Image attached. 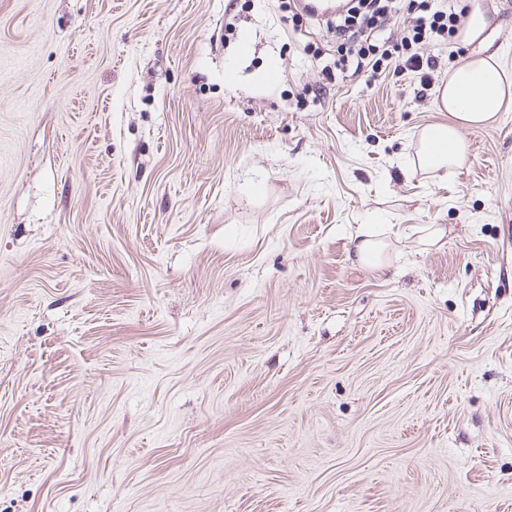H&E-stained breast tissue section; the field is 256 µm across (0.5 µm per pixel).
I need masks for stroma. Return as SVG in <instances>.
Listing matches in <instances>:
<instances>
[{
    "label": "stroma",
    "instance_id": "stroma-1",
    "mask_svg": "<svg viewBox=\"0 0 512 512\" xmlns=\"http://www.w3.org/2000/svg\"><path fill=\"white\" fill-rule=\"evenodd\" d=\"M302 2L0 0V512H512V111ZM371 2L368 13L362 18L359 25H337L334 29L326 22V29L328 32L332 31L336 34V40H344L359 46L357 50V59L355 69L352 76H359L361 73L366 72L365 67L370 65L373 58L369 60L367 64H364V60L369 59V55L373 52L375 45L371 43L373 33L377 24L382 25L392 21L394 15H386L387 5H373ZM371 11V12H370ZM472 8L463 29L458 33L464 45L477 44L476 55L489 52L495 44L500 24L497 11L492 14L479 2ZM498 54L496 47L487 57L466 60L444 82L440 90L442 108L448 112V123L430 126L421 137L417 162L420 168L446 169L462 164L467 144L461 130L482 127L494 120L498 112H508L512 104V84L491 59ZM353 259L361 264L385 271L388 267L387 250L389 243L377 240L370 229H363L353 237Z\"/></svg>",
    "mask_w": 512,
    "mask_h": 512
}]
</instances>
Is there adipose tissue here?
Wrapping results in <instances>:
<instances>
[{"instance_id":"ef3b65f1","label":"adipose tissue","mask_w":512,"mask_h":512,"mask_svg":"<svg viewBox=\"0 0 512 512\" xmlns=\"http://www.w3.org/2000/svg\"><path fill=\"white\" fill-rule=\"evenodd\" d=\"M498 30L495 15L474 0L459 40L476 45L478 55L459 66L441 88L448 120L430 126L422 136L419 167L437 171L461 165L467 152L462 129L484 126L498 113L512 110V83L488 56Z\"/></svg>"}]
</instances>
